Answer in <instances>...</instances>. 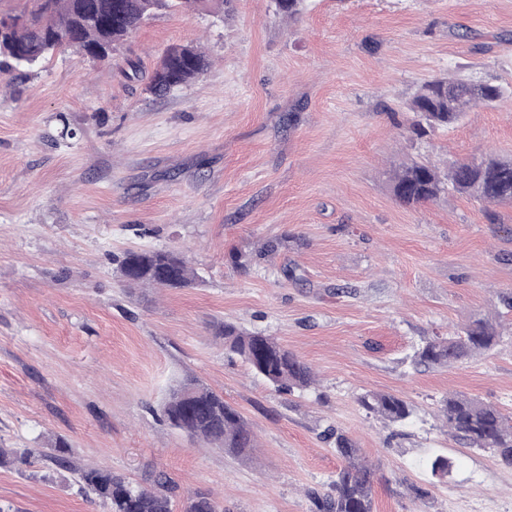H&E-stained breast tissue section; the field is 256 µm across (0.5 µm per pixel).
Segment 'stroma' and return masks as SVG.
I'll return each instance as SVG.
<instances>
[{"label":"stroma","instance_id":"stroma-1","mask_svg":"<svg viewBox=\"0 0 512 512\" xmlns=\"http://www.w3.org/2000/svg\"><path fill=\"white\" fill-rule=\"evenodd\" d=\"M174 45L210 65L158 98L148 78ZM456 75L512 93V0H306L294 21L270 0L228 14L210 0L147 21L108 61L69 49L0 69V447L60 436L73 462L0 467V512H105L77 483L94 464L167 474L174 512L198 490L222 512H314L342 464L331 427L377 468L373 512H512V469L439 414L456 392L512 416V203L392 191L413 158H512V96L411 138L407 102ZM128 249L180 251L200 281L125 288L114 258ZM477 317L495 348L413 364L423 340ZM225 323L275 337L315 385L275 391L225 349ZM188 374L238 410L255 448L167 424ZM368 391L407 401L410 421L367 413Z\"/></svg>","mask_w":512,"mask_h":512}]
</instances>
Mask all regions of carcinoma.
Returning <instances> with one entry per match:
<instances>
[{
  "label": "carcinoma",
  "instance_id": "carcinoma-1",
  "mask_svg": "<svg viewBox=\"0 0 512 512\" xmlns=\"http://www.w3.org/2000/svg\"><path fill=\"white\" fill-rule=\"evenodd\" d=\"M208 0H0V57L17 67L33 68L50 54L74 48L105 61L143 23L163 10L186 11ZM277 15L294 18L302 13L303 0H274ZM206 55L193 45L170 47L149 77V90L159 96L173 85H184L208 67ZM505 95L498 85L474 83L467 78H434L423 83L408 109L414 120L409 131L422 137L429 131L448 128L462 120L466 108L493 102ZM396 198L408 205L433 201L443 192L465 194L479 202H512V160L481 153L466 161L448 163L442 171L429 162L410 161L393 177ZM120 278L127 288H189L198 273L173 250L125 251L115 257ZM224 347L237 354L253 372L279 392L307 389L314 384L310 365L262 333H248L231 324L222 326ZM500 333L485 318L472 320L460 334L424 341L415 350L413 363L450 366L474 353L495 347ZM359 405L381 419L402 424L411 415L407 402L390 394L366 392ZM165 421L180 427L192 439L215 448L241 453L255 447V437L240 413L224 402V396L206 387L197 377L186 376L169 393L162 408ZM440 416L448 432L466 439L471 448L497 457L512 468V418L492 404L453 393L442 399ZM336 438V454L343 466L332 484L333 493L315 498L318 512H373L375 469L346 435L330 428ZM40 459L58 468L72 467L68 444L61 438ZM79 489L92 494L106 512H173L174 485L165 475L150 485L134 483L112 470L87 465L77 469ZM186 512H220L208 493L189 498Z\"/></svg>",
  "mask_w": 512,
  "mask_h": 512
}]
</instances>
